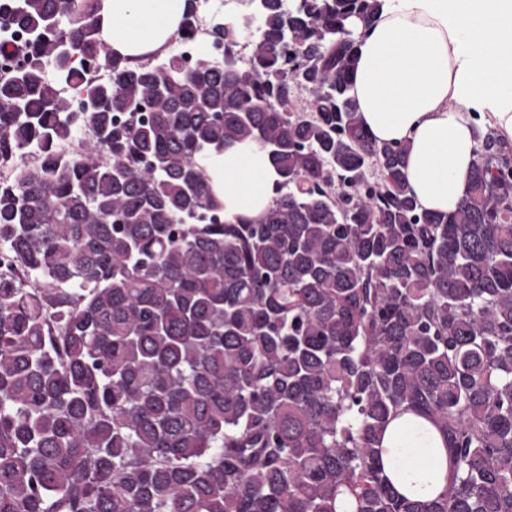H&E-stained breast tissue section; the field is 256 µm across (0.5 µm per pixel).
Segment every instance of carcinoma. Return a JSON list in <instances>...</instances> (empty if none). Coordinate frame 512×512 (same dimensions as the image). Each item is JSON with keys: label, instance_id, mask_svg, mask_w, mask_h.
Masks as SVG:
<instances>
[{"label": "carcinoma", "instance_id": "cac0c4a2", "mask_svg": "<svg viewBox=\"0 0 512 512\" xmlns=\"http://www.w3.org/2000/svg\"><path fill=\"white\" fill-rule=\"evenodd\" d=\"M98 3L0 0V512H512V147L418 207L351 95L383 0H249L247 55L213 15L219 54L136 66ZM244 141L259 222L201 164ZM400 419L442 438L431 501L385 471ZM215 192L224 200V218H262L276 196L280 177L266 151L253 142L224 147L203 161Z\"/></svg>", "mask_w": 512, "mask_h": 512}]
</instances>
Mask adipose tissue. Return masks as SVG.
Instances as JSON below:
<instances>
[{
    "label": "adipose tissue",
    "mask_w": 512,
    "mask_h": 512,
    "mask_svg": "<svg viewBox=\"0 0 512 512\" xmlns=\"http://www.w3.org/2000/svg\"><path fill=\"white\" fill-rule=\"evenodd\" d=\"M190 0H102L105 50L130 64L164 55ZM352 92L370 135L407 145L408 182L423 210L446 212L466 194L479 127L512 143V0H385L360 39ZM204 165L224 217L260 220L279 176L266 151L246 141ZM386 467L411 471L419 499L449 481L441 449L397 448L384 440Z\"/></svg>",
    "instance_id": "1"
}]
</instances>
